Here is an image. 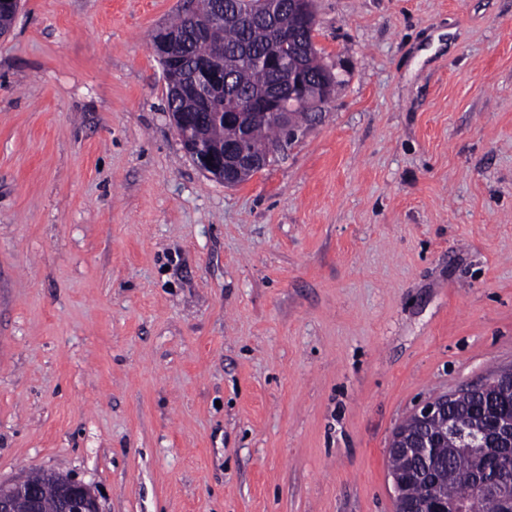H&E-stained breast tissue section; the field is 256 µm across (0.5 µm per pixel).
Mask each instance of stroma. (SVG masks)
Masks as SVG:
<instances>
[{"mask_svg": "<svg viewBox=\"0 0 512 512\" xmlns=\"http://www.w3.org/2000/svg\"><path fill=\"white\" fill-rule=\"evenodd\" d=\"M190 6L21 0L0 36V479L394 512L397 426L512 364V0H314L339 83L234 187L167 112Z\"/></svg>", "mask_w": 512, "mask_h": 512, "instance_id": "35a3bbf8", "label": "stroma"}]
</instances>
